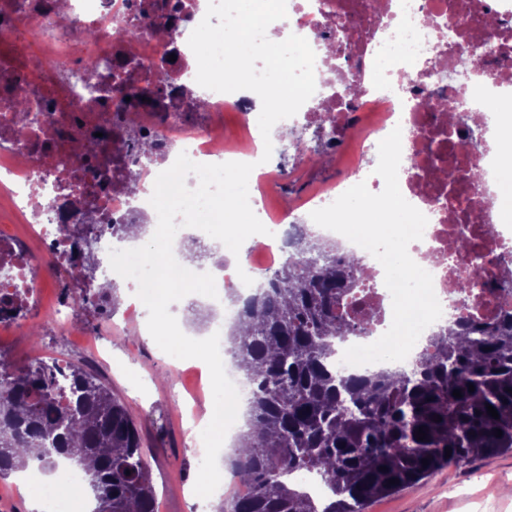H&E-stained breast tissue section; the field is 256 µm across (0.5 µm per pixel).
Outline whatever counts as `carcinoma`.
Masks as SVG:
<instances>
[{
	"label": "carcinoma",
	"instance_id": "1",
	"mask_svg": "<svg viewBox=\"0 0 512 512\" xmlns=\"http://www.w3.org/2000/svg\"><path fill=\"white\" fill-rule=\"evenodd\" d=\"M296 249L298 260L244 300L229 334L237 368L255 383L248 431L231 459L249 492L218 512H365L440 466L512 452V316L481 328L449 324L409 372L348 377L332 366L334 340L354 329L340 307L358 285L361 259H338L310 240ZM81 304L113 308L115 288ZM62 461L79 469L92 512H154L139 426L108 386L78 363L0 359V478L33 466L49 473ZM295 473L322 478L330 501L288 484Z\"/></svg>",
	"mask_w": 512,
	"mask_h": 512
}]
</instances>
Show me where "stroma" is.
Listing matches in <instances>:
<instances>
[{
  "label": "stroma",
  "instance_id": "35a3bbf8",
  "mask_svg": "<svg viewBox=\"0 0 512 512\" xmlns=\"http://www.w3.org/2000/svg\"><path fill=\"white\" fill-rule=\"evenodd\" d=\"M111 370L99 378L127 406L145 438L159 512H192L204 495L203 459L183 423L210 379L200 360L174 359L164 341L134 333L126 322L125 288H118ZM512 453L443 466L422 483L372 502L367 512H512Z\"/></svg>",
  "mask_w": 512,
  "mask_h": 512
}]
</instances>
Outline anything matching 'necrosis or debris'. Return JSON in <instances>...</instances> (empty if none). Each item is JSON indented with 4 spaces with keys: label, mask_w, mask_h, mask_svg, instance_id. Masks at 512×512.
Masks as SVG:
<instances>
[{
    "label": "necrosis or debris",
    "mask_w": 512,
    "mask_h": 512,
    "mask_svg": "<svg viewBox=\"0 0 512 512\" xmlns=\"http://www.w3.org/2000/svg\"><path fill=\"white\" fill-rule=\"evenodd\" d=\"M208 0H0V200H7L26 237L0 235V354L12 355L25 329L51 317L57 333H74L78 304L44 300L58 276L79 280L75 229L94 220L109 258L106 279L121 276L136 290L152 269L128 271V254L113 255L107 226L157 223L150 203L157 175L179 153L202 164L255 163L264 153L259 97L249 90L203 93L188 46ZM304 37L315 52L314 95L279 128L323 134L334 179L307 185L288 206L255 214L271 232L265 260L247 252L222 279L207 268L213 240L181 228L173 254L196 257L190 291L220 301L222 289L270 280L293 259L292 243L309 237L340 257L361 255L344 236L306 223L358 182L374 175L378 145L402 132L398 183L428 219L429 273L449 317L475 324L512 315V190L501 186L496 154L512 150V0H287L273 22ZM488 47L483 68L467 71L471 51ZM167 63V88L156 94L154 66ZM102 65L95 75L85 66ZM139 95L120 107L125 94ZM458 101L455 115L442 108ZM28 118H21L20 106ZM237 116L239 140L224 137V115ZM105 171L98 180L96 171ZM40 243L30 251L29 240ZM473 243L470 251L453 242ZM359 283L344 305L358 344L378 340L392 323L384 269L361 255Z\"/></svg>",
    "instance_id": "necrosis-or-debris-1"
}]
</instances>
